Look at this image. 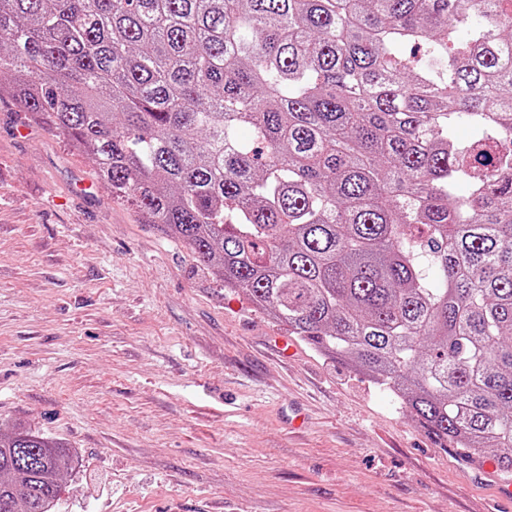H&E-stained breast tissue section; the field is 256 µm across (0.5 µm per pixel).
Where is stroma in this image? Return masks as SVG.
Wrapping results in <instances>:
<instances>
[{"label":"stroma","instance_id":"1","mask_svg":"<svg viewBox=\"0 0 512 512\" xmlns=\"http://www.w3.org/2000/svg\"><path fill=\"white\" fill-rule=\"evenodd\" d=\"M223 286L0 100V433L60 442L52 512H499L387 388Z\"/></svg>","mask_w":512,"mask_h":512}]
</instances>
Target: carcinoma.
Here are the masks:
<instances>
[{"mask_svg": "<svg viewBox=\"0 0 512 512\" xmlns=\"http://www.w3.org/2000/svg\"><path fill=\"white\" fill-rule=\"evenodd\" d=\"M2 96L512 477V0H0ZM72 462L12 428L0 512H51Z\"/></svg>", "mask_w": 512, "mask_h": 512, "instance_id": "carcinoma-1", "label": "carcinoma"}]
</instances>
